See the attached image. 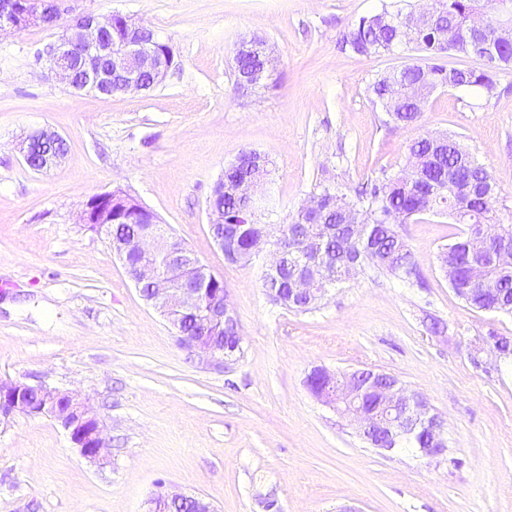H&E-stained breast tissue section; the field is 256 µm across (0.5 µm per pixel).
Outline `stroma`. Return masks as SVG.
Returning a JSON list of instances; mask_svg holds the SVG:
<instances>
[{"label":"stroma","mask_w":512,"mask_h":512,"mask_svg":"<svg viewBox=\"0 0 512 512\" xmlns=\"http://www.w3.org/2000/svg\"><path fill=\"white\" fill-rule=\"evenodd\" d=\"M385 2L66 0L76 15L131 17L173 51L161 85L113 97L74 91L39 62L61 27L0 34V377L88 396L109 443L100 466L54 420L1 425L0 512H145L161 487L216 512H266L270 500L278 512H512V354L482 348L512 338V314L475 310L450 287L440 255L464 225L433 213L403 225L424 286L367 267L303 314L271 304L262 266L227 264L208 231V198L241 151L272 161L257 215L284 224L319 179L351 192L399 174L429 133L455 134L486 167L512 224V68L497 71L491 99L439 89L417 122L389 121L369 83L423 57L337 48ZM252 35L278 62L242 99L233 49ZM42 128L69 145L46 172L20 153ZM117 189L224 279L243 336L237 363L190 357L107 239L79 222L88 198ZM318 366L396 376L442 416L445 454L372 448L308 391Z\"/></svg>","instance_id":"1"}]
</instances>
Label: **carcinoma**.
<instances>
[{
	"label": "carcinoma",
	"instance_id": "1",
	"mask_svg": "<svg viewBox=\"0 0 512 512\" xmlns=\"http://www.w3.org/2000/svg\"><path fill=\"white\" fill-rule=\"evenodd\" d=\"M474 0H430L433 18L424 25L409 28L392 27L387 19L402 15L415 18L418 10L412 8L382 10L360 17L343 32L338 46L345 53L356 56H381L399 48L411 47L429 57L426 65H406L386 71L368 87L371 103L398 123H413L421 112L408 99L399 98V87H418L428 83L427 93L438 88L477 89L485 96L496 94L494 69L442 63V59H470L469 28L467 19ZM253 151H243L235 162L224 169V181L240 182L251 171ZM408 162L419 164V175H382L365 188L348 195L338 188L320 181L313 192L336 199L320 219L323 236L319 261L332 269L335 284L349 276V267L370 265L384 271L401 282L424 285L417 261L399 233V224H406L417 215L427 212H449L448 172H455L463 181H481L490 176L489 171L466 152L456 139L448 137V146L435 147L429 136L415 141L408 148ZM224 208V224L232 225L237 233L232 249L239 259L225 258L230 264H247V259L270 244L266 225L250 219L241 210L237 196L226 193L215 199ZM499 197L475 198L472 211L466 217L470 224L482 226L490 244L512 248V224H503L497 215ZM283 240L288 245V265L278 273L263 279L270 300L281 307L306 313L317 308L315 303H304L291 295L294 273L311 260L306 240L313 231L311 219L304 209H299L282 225ZM466 236L455 238L446 253L453 256L457 277L451 288L475 309L493 307L495 311L512 314V275L493 274L484 280H475L470 274L471 258L463 242Z\"/></svg>",
	"mask_w": 512,
	"mask_h": 512
}]
</instances>
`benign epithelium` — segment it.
<instances>
[{
	"instance_id": "benign-epithelium-1",
	"label": "benign epithelium",
	"mask_w": 512,
	"mask_h": 512,
	"mask_svg": "<svg viewBox=\"0 0 512 512\" xmlns=\"http://www.w3.org/2000/svg\"><path fill=\"white\" fill-rule=\"evenodd\" d=\"M117 18L113 14L104 22L89 15L75 16L64 26L59 40L46 50L39 59L45 60L50 69L73 90L92 91L111 97L115 94L140 93L163 82L173 65V55L168 45L160 44L143 35V28L125 20L133 29V35L115 42L107 40ZM471 27L477 32L493 26L491 39L480 38L473 43V53L488 64H495L494 41L512 37V3L503 0L499 4L495 19L489 18L485 7L473 8L469 17ZM47 23L44 0H0V33L18 32ZM274 58L266 54V65L258 71L237 72L236 83L241 95L246 96L263 86L273 73ZM62 140L58 133L39 129L31 132L23 147V159L29 161L33 150L41 147L38 169H50L62 162V157L51 146ZM256 181L242 194L241 203L255 212L260 207ZM209 232L213 240L224 248V214L222 210L208 205ZM84 224H90L103 233L112 252L126 263L130 245H135L141 254V261L134 269H126L136 288H149L148 302L172 326L178 345L187 350L198 361L215 369H222L235 363L231 355L224 353L214 337L209 335L214 324L225 319L234 320L236 315L229 306V291L213 297L210 285L216 279L207 264L189 249L176 244V239L162 225L156 223L138 233L129 244L112 235V194L104 193L90 197L80 214ZM475 252L488 255L491 263L506 260L505 252H486L481 236L467 228ZM286 252L280 244L265 248L251 257V261H262L265 271L279 266ZM297 291L307 296L326 298L330 289L317 275L306 277L297 284ZM193 319L198 325L195 336L182 332L181 322ZM318 379V386L310 389L311 394L322 404L333 408H344L358 424L359 435L367 440L378 428L391 427L400 421L411 420V427L422 428L439 416L425 406L422 400L409 394L398 385L383 386L371 378L366 386L377 393L378 414L371 416L362 408L359 383L350 373H336L325 368H315L308 375L306 384ZM53 393L48 401L35 407L29 403L32 385L0 379V418L10 420L17 415L51 418L59 414V403L67 405L64 430L74 436L77 429L97 418L90 399L77 393L62 391L43 385ZM80 454L90 462L97 463L105 458L108 442L104 426L94 425L82 443L78 444ZM188 495L163 490L149 500L151 512H160L168 502L180 501Z\"/></svg>"
}]
</instances>
